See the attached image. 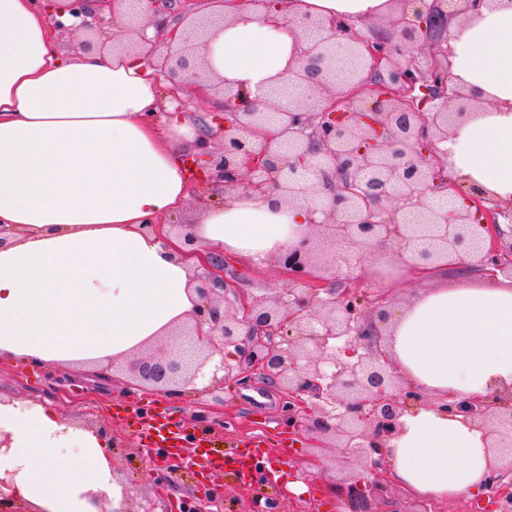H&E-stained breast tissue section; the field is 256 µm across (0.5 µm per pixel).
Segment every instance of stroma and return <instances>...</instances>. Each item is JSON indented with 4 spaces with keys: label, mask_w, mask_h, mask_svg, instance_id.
I'll use <instances>...</instances> for the list:
<instances>
[{
    "label": "stroma",
    "mask_w": 512,
    "mask_h": 512,
    "mask_svg": "<svg viewBox=\"0 0 512 512\" xmlns=\"http://www.w3.org/2000/svg\"><path fill=\"white\" fill-rule=\"evenodd\" d=\"M349 259L350 274L364 276L367 292H386L401 303L421 287L393 251H354ZM224 274L236 287L268 297L290 286L271 260L254 264L228 258ZM0 392L55 407L85 427L106 425L115 471L133 494L128 502L133 512L142 507L148 512H265L270 505L275 512H336L330 486L367 475L348 449L319 448L306 436L288 431L282 424V393L257 378L247 383H192L163 395L130 385L121 373L93 376L82 370L1 362ZM158 410L181 421L188 433L210 438L214 449L224 454L242 452L244 442L256 437L263 439L264 452L254 458L244 481L229 464L171 472L165 466L164 449L145 455L135 427L136 421ZM270 461L282 470L274 490L262 482L263 467ZM368 512H493V508L484 493L467 501L433 502L394 486L373 498Z\"/></svg>",
    "instance_id": "1"
}]
</instances>
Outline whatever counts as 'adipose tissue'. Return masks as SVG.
<instances>
[{
  "instance_id": "adipose-tissue-1",
  "label": "adipose tissue",
  "mask_w": 512,
  "mask_h": 512,
  "mask_svg": "<svg viewBox=\"0 0 512 512\" xmlns=\"http://www.w3.org/2000/svg\"><path fill=\"white\" fill-rule=\"evenodd\" d=\"M395 0H282L264 12L226 0L224 28L199 54L214 77L250 92L282 81L307 42L288 17H343L355 26ZM67 0H0V361L98 369L156 343L196 310V261L178 237L142 226L181 212L188 176L175 151L193 139L168 108L141 54L59 51L52 22ZM452 80L482 99L439 147L447 174L512 205V0L448 21ZM199 210L193 233L210 250L251 261L283 252L314 216L265 194L225 195ZM401 374L424 393L398 418L383 450L394 482L435 500H469L498 464L488 430L441 411L447 397L512 390V280L459 276L396 305L384 328ZM0 474L25 512H96L124 501L112 475V437L42 404L0 397Z\"/></svg>"
}]
</instances>
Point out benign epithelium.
<instances>
[{"label": "benign epithelium", "instance_id": "obj_1", "mask_svg": "<svg viewBox=\"0 0 512 512\" xmlns=\"http://www.w3.org/2000/svg\"><path fill=\"white\" fill-rule=\"evenodd\" d=\"M79 28L106 45L107 22L90 14L88 0H70ZM400 9L364 34L346 19L329 23L294 16L313 39L289 85L303 96L285 102L275 89L252 94L219 84L224 95V144L206 153L208 176L224 179V193L255 195L274 186L290 204L312 203L322 220L278 256L289 279L304 284L273 297L249 296L224 279V257L197 244L184 224L170 225L183 237L184 254L204 272L198 292L205 300L187 322L134 355L128 372L136 382L171 393L203 376L227 348L237 363L221 361L224 379L259 375L288 395L283 421L322 442L333 435L368 464L370 479L345 482L338 496L356 512L389 484L374 458L397 432L401 410L424 400L400 373L387 351L380 325L392 297L368 298L358 281L341 276L336 247L374 251L391 248L412 272L446 265L475 275L512 272V230L505 211L482 189L467 190L448 178L436 142L476 106V98L451 84L448 66L434 58L422 65L419 51L444 40L448 12L440 0H399ZM192 36L175 46L159 31L144 35L137 12L126 24L132 39L116 50L146 48L149 63L171 84L198 87L208 70L198 40L224 27V14L187 15ZM360 60L353 77L336 75V48ZM498 436L496 447H512V392L445 404ZM486 480L491 504L512 502V454Z\"/></svg>", "mask_w": 512, "mask_h": 512}]
</instances>
